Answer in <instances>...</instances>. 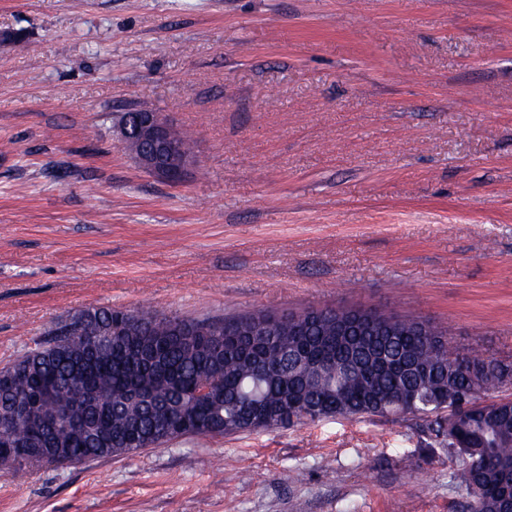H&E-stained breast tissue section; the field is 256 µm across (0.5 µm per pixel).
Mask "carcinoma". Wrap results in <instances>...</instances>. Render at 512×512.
I'll list each match as a JSON object with an SVG mask.
<instances>
[{"label": "carcinoma", "instance_id": "cac0c4a2", "mask_svg": "<svg viewBox=\"0 0 512 512\" xmlns=\"http://www.w3.org/2000/svg\"><path fill=\"white\" fill-rule=\"evenodd\" d=\"M254 314L210 321L157 311L97 308L0 368V425L23 453L0 450V468L24 472L328 418L410 415L458 458L454 476L469 512H506L512 501V400L476 404L469 393L512 385V369L478 347L448 362V338L416 316L373 325L337 309L292 315L252 336ZM86 391L82 406L73 394ZM68 407L74 425L35 422Z\"/></svg>", "mask_w": 512, "mask_h": 512}]
</instances>
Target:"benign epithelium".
Listing matches in <instances>:
<instances>
[{"mask_svg": "<svg viewBox=\"0 0 512 512\" xmlns=\"http://www.w3.org/2000/svg\"><path fill=\"white\" fill-rule=\"evenodd\" d=\"M170 130L162 113L135 108L121 121L119 140L143 169L175 184L195 165V157L169 136Z\"/></svg>", "mask_w": 512, "mask_h": 512, "instance_id": "benign-epithelium-1", "label": "benign epithelium"}]
</instances>
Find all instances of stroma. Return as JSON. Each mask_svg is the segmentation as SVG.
I'll return each mask as SVG.
<instances>
[{
  "mask_svg": "<svg viewBox=\"0 0 512 512\" xmlns=\"http://www.w3.org/2000/svg\"><path fill=\"white\" fill-rule=\"evenodd\" d=\"M0 365L88 310L419 316L512 365V0H0ZM196 139L178 184L132 107ZM299 475L281 480L283 470ZM421 421L0 470V512H467ZM128 112L119 126L118 138L122 145L143 169L156 177L171 184L183 181L188 170L195 165L194 155L186 154L193 152L191 138L171 128L160 112L145 108Z\"/></svg>",
  "mask_w": 512,
  "mask_h": 512,
  "instance_id": "obj_1",
  "label": "stroma"
}]
</instances>
